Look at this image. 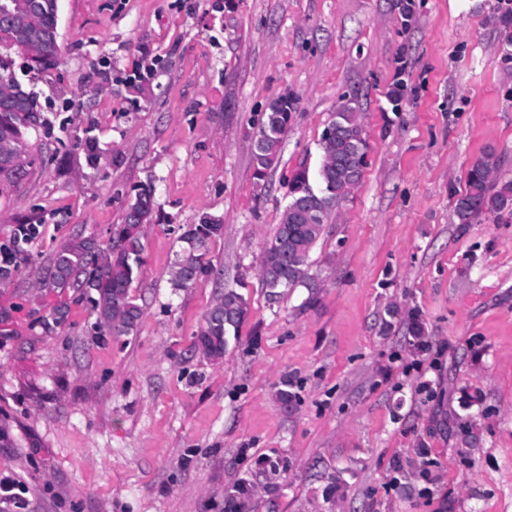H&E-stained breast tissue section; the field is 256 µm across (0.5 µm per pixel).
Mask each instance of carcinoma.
I'll list each match as a JSON object with an SVG mask.
<instances>
[{
    "instance_id": "1",
    "label": "carcinoma",
    "mask_w": 512,
    "mask_h": 512,
    "mask_svg": "<svg viewBox=\"0 0 512 512\" xmlns=\"http://www.w3.org/2000/svg\"><path fill=\"white\" fill-rule=\"evenodd\" d=\"M56 27L53 12L34 10L31 0H16L14 15L0 19V43L27 57L35 55L38 66L48 69L60 59V46L53 39ZM295 104L296 100L287 94L269 105L253 154L254 178L259 182L279 162L290 111L295 109ZM39 120L35 101L21 96L8 59L0 55V173L13 165L24 171L25 178L34 171L36 160L29 153L25 135ZM331 124L336 132L320 143L322 160L317 171L311 174L308 168L302 167L289 181L288 203L281 223L261 255L259 273L271 297L299 286L316 287L308 273L310 250L329 215L361 180L367 148L358 145L360 113L352 101L339 105ZM497 168L498 160L492 151L473 163L466 187L454 203L458 223L474 224L485 214L512 210V178L496 177ZM310 175L323 186V192L313 198L300 192ZM156 207L152 186L137 189L127 204L124 224L109 237L107 246L91 238L68 241L54 253L50 270L38 281L37 288L75 302L83 298L91 300L98 313V338L131 335L144 310L131 295L130 287L143 262L144 227L153 222ZM223 231L224 225L206 216L181 235L187 247L173 264L174 287L187 288L209 271L204 263L208 243ZM40 233L38 224H19L9 240L0 244V253L4 254L0 262L1 287L8 285L17 271L13 259L27 253ZM247 314L244 295L233 288L224 290V295L204 314L196 337L198 350L211 361L223 359L230 341L238 340L239 328ZM66 316L67 307H56L40 317L39 325L43 332L51 333ZM251 493L252 482L248 479L226 487L227 512H246Z\"/></svg>"
}]
</instances>
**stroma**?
<instances>
[{
  "label": "stroma",
  "instance_id": "stroma-1",
  "mask_svg": "<svg viewBox=\"0 0 512 512\" xmlns=\"http://www.w3.org/2000/svg\"><path fill=\"white\" fill-rule=\"evenodd\" d=\"M512 0H58L62 55L15 65L45 124L41 163L0 197V242L40 224L0 287V512H512V213L461 224L454 201L494 148L512 177ZM296 99L264 187L253 150L270 103ZM368 144L359 184L310 252L315 291L270 299L258 272L287 178L317 169L345 99ZM156 189L130 293L131 335L35 281L70 238L107 242L134 187ZM210 216L212 271L176 289L180 235ZM240 287L248 315L222 361L194 348ZM423 336H408L410 319ZM297 394L277 397L282 380ZM279 460L277 475L258 459ZM252 482L242 479L224 489L226 512H245L250 509Z\"/></svg>",
  "mask_w": 512,
  "mask_h": 512
}]
</instances>
